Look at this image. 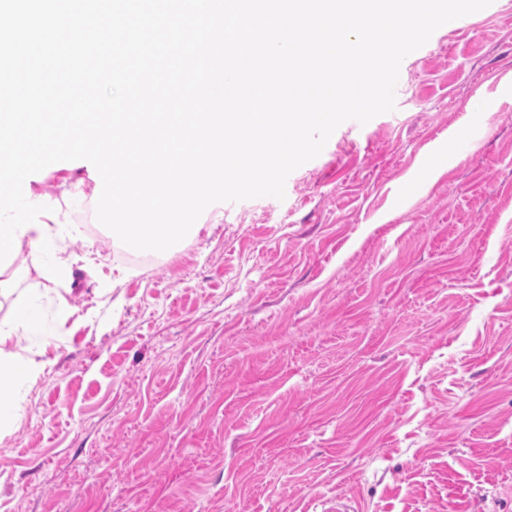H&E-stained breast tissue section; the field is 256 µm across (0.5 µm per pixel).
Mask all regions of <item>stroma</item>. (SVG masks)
<instances>
[{"label": "stroma", "instance_id": "stroma-1", "mask_svg": "<svg viewBox=\"0 0 512 512\" xmlns=\"http://www.w3.org/2000/svg\"><path fill=\"white\" fill-rule=\"evenodd\" d=\"M199 221L140 263L70 241L100 260L73 316L43 300L0 512H512V0L438 28L284 199Z\"/></svg>", "mask_w": 512, "mask_h": 512}]
</instances>
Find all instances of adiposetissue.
<instances>
[{"label":"adipose tissue","mask_w":512,"mask_h":512,"mask_svg":"<svg viewBox=\"0 0 512 512\" xmlns=\"http://www.w3.org/2000/svg\"><path fill=\"white\" fill-rule=\"evenodd\" d=\"M80 233L70 222L67 210L31 186L0 183V294L11 291L19 279L36 275L45 282L40 293L18 297L9 317L0 319V381H11L15 390L0 397V434L19 416L23 389L44 369L43 363L19 353L23 337L43 335L41 299L54 296L61 313H68L70 273L77 258L68 251V242ZM28 259L16 267L19 256Z\"/></svg>","instance_id":"ef3b65f1"}]
</instances>
